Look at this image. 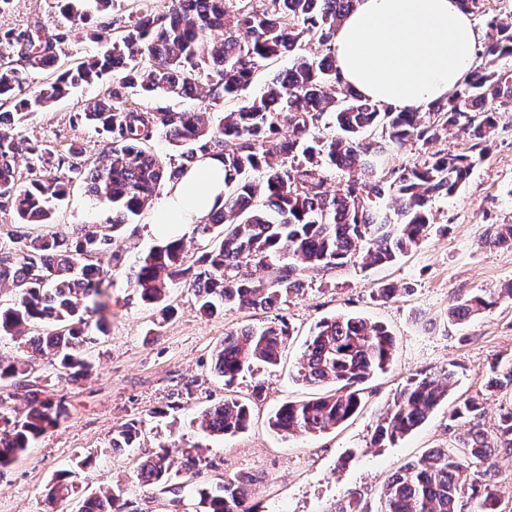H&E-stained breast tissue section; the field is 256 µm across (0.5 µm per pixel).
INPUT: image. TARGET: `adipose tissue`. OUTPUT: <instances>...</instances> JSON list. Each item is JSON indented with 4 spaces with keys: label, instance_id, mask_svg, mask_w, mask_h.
Instances as JSON below:
<instances>
[{
    "label": "adipose tissue",
    "instance_id": "ef3b65f1",
    "mask_svg": "<svg viewBox=\"0 0 512 512\" xmlns=\"http://www.w3.org/2000/svg\"><path fill=\"white\" fill-rule=\"evenodd\" d=\"M475 30L457 0H357L342 22L334 52L342 80L397 110L450 98L471 70ZM224 203V165L207 156L169 189L148 231L183 236Z\"/></svg>",
    "mask_w": 512,
    "mask_h": 512
}]
</instances>
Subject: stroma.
Segmentation results:
<instances>
[{"label":"stroma","instance_id":"1","mask_svg":"<svg viewBox=\"0 0 512 512\" xmlns=\"http://www.w3.org/2000/svg\"><path fill=\"white\" fill-rule=\"evenodd\" d=\"M64 21L57 0H10L0 9V31L42 28L59 32ZM108 81L77 89L51 110L34 114L20 128L27 143L65 149L76 142L83 148L85 167L99 162L111 141L109 134L80 121L86 100L103 96ZM128 101L142 108L173 111L210 110L220 120L224 106L207 108L204 100L154 95L131 90ZM435 222L420 246L393 264L367 267L362 263L333 274H307L302 290L282 303L280 313L291 334L276 367L244 372L225 386L211 364L214 348L227 330L244 324L259 326L269 313L231 309L201 316L190 289L173 285L172 319L155 326L128 285L126 272L145 256L156 240L147 231L150 216L141 214L120 231L111 254L101 257L112 285L107 335L87 348L93 366L89 377L75 384L49 377L52 394L64 397L70 417L49 430L0 476V512H45V494L57 471L77 458L94 454L95 467L88 491L125 487L128 512H196V498L183 494L173 505L171 494L137 484L140 461L168 437L196 445L208 465L194 482L208 485L226 477L251 475L253 502L259 512H334L339 500L361 499L376 508L388 478L403 465L432 448L448 445L456 435L449 410L471 396L482 401L481 421L493 429L502 400L485 391L483 383L493 358L512 357V300L503 298L462 325L429 326L457 298L482 290H497L512 283V249L485 247L480 237L487 225L512 224V108L500 110L485 160L454 196L434 200ZM108 210L75 186L58 214L61 223L106 226ZM121 265H114L113 256ZM380 283L398 287L389 301L378 300ZM340 313L355 314L384 324L396 339L392 369L364 385L360 410L349 420L322 434L287 438L268 427L270 415L284 402L313 396L314 391L295 380L304 341L321 319ZM456 373L448 397L417 429L395 445L371 446L372 433L391 407L400 389L420 375ZM233 395L250 406L246 430L224 438L205 436L191 421L203 408ZM167 410L164 418L154 409ZM140 416L144 439L137 448L114 454L107 443L113 426Z\"/></svg>","mask_w":512,"mask_h":512}]
</instances>
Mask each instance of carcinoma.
Masks as SVG:
<instances>
[{
    "label": "carcinoma",
    "instance_id": "1",
    "mask_svg": "<svg viewBox=\"0 0 512 512\" xmlns=\"http://www.w3.org/2000/svg\"><path fill=\"white\" fill-rule=\"evenodd\" d=\"M267 2L258 10L252 0H172L165 13L125 21L112 15L114 0H58L66 20H92V37L105 47L65 69L54 54L65 33L0 32V211L14 219L0 240V288L12 292L9 302L0 300V341L18 343L17 353L0 354V475L69 417L64 398L46 395L47 386L39 384L36 360L47 357L60 380L77 382L92 368L85 356L93 341L90 328L107 331L110 281L94 259L111 251L112 235L93 225L70 233L54 218L74 183L86 184L105 205L116 232L201 157L224 162V205L196 225L209 238L207 249L189 263L183 239L165 240L128 269L129 286L161 324L174 315L169 289L176 282L191 288L205 317L226 308L274 312L301 290L309 271L332 274L359 257L367 266L396 261L425 238L434 223L432 202L455 194L486 158L496 113L512 106V78L499 69L500 61L512 58L511 21L489 20L487 40L477 50L481 62L459 91L431 104L433 120L423 124L418 109L396 111L343 84L334 40L356 0ZM214 28L224 29V41L206 58L199 50ZM306 43L322 49L319 60L303 53ZM285 56L292 66L270 79L260 96L240 97L260 67ZM45 71L50 78L27 92V74ZM105 77L112 80L105 96L79 113L112 134L102 161L87 171L78 162V143L62 152L34 144L27 147L29 177H17V129L24 118ZM137 85L146 92L203 98L213 107L227 100L237 106L215 127L206 112L127 106L125 90ZM327 113L338 133L325 139L316 129ZM378 126L380 138L367 135ZM450 127L467 136L468 151L432 150ZM161 131L178 161L150 149ZM409 143L420 144L424 159L384 172L383 157ZM329 168L344 174L334 194L327 190ZM387 199L396 203L391 215L381 208ZM482 241L512 248V224L495 225ZM254 268L264 276H254ZM494 304L490 291L468 295L448 307L445 321L462 324ZM289 335L279 315L261 327L228 330L214 354V370L229 385L255 366L275 367ZM395 352L393 335L380 323L342 314L322 319L305 342L296 380L333 383L335 393L282 404L269 417V428L282 437L320 434L348 420L362 404L361 385L392 367ZM448 388L431 377L410 380L377 425L374 443L392 445L419 427ZM486 388L508 401L496 429L481 427L477 399L456 404L449 419L469 429L396 471L376 512H505L493 458L512 452V358L491 362ZM19 391L27 398L24 411L10 406ZM249 419L246 403L226 397L193 423L223 437L245 430ZM142 426L143 420L130 419L115 427L109 447H136ZM175 453L184 460L181 471L172 470ZM205 462L194 449L169 440L138 465L135 479L178 502ZM93 465L89 454L56 473L47 489L49 505L74 500L73 512H125V490L118 484L80 494ZM251 486L233 476L195 493L201 512H256Z\"/></svg>",
    "mask_w": 512,
    "mask_h": 512
}]
</instances>
